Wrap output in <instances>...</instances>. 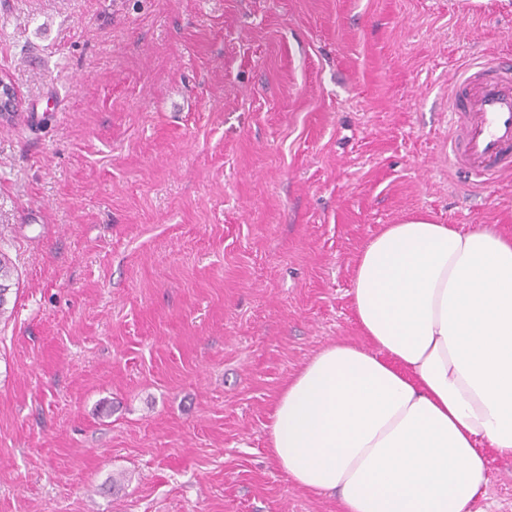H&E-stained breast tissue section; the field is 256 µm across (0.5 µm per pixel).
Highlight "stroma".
<instances>
[{
  "label": "stroma",
  "instance_id": "35a3bbf8",
  "mask_svg": "<svg viewBox=\"0 0 512 512\" xmlns=\"http://www.w3.org/2000/svg\"><path fill=\"white\" fill-rule=\"evenodd\" d=\"M512 0H0V512H339L273 402L367 346L361 247L413 212L512 237L448 160V87ZM471 512H512L485 450ZM19 98L6 76H0V121L12 122L19 116Z\"/></svg>",
  "mask_w": 512,
  "mask_h": 512
}]
</instances>
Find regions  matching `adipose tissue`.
Masks as SVG:
<instances>
[{
	"label": "adipose tissue",
	"instance_id": "1",
	"mask_svg": "<svg viewBox=\"0 0 512 512\" xmlns=\"http://www.w3.org/2000/svg\"><path fill=\"white\" fill-rule=\"evenodd\" d=\"M336 342L278 394L267 448L340 512H469L483 451L512 457V238L424 214L377 231Z\"/></svg>",
	"mask_w": 512,
	"mask_h": 512
}]
</instances>
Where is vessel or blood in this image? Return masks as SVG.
I'll use <instances>...</instances> for the list:
<instances>
[{"instance_id":"vessel-or-blood-1","label":"vessel or blood","mask_w":512,"mask_h":512,"mask_svg":"<svg viewBox=\"0 0 512 512\" xmlns=\"http://www.w3.org/2000/svg\"><path fill=\"white\" fill-rule=\"evenodd\" d=\"M456 169L491 180L512 172V60L488 55L462 69L448 100Z\"/></svg>"}]
</instances>
